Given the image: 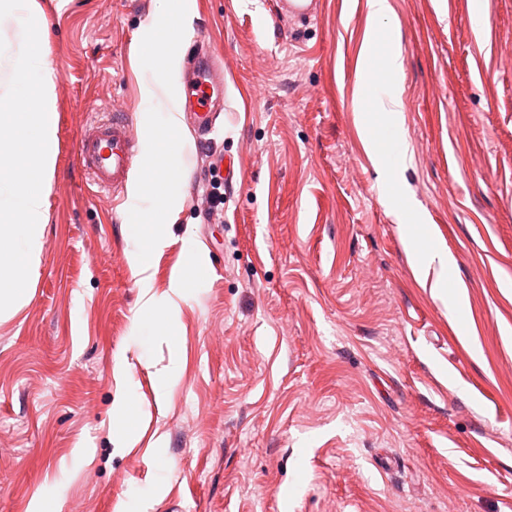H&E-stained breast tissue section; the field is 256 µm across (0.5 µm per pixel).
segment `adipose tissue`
Listing matches in <instances>:
<instances>
[{
    "label": "adipose tissue",
    "mask_w": 512,
    "mask_h": 512,
    "mask_svg": "<svg viewBox=\"0 0 512 512\" xmlns=\"http://www.w3.org/2000/svg\"><path fill=\"white\" fill-rule=\"evenodd\" d=\"M369 26L359 69L358 88L362 125L367 151L382 165L390 166L389 149L384 137L377 133L378 123L398 127L405 109L402 92L397 83L403 71V59L391 46V31L383 21L389 18L390 0H367Z\"/></svg>",
    "instance_id": "ef3b65f1"
}]
</instances>
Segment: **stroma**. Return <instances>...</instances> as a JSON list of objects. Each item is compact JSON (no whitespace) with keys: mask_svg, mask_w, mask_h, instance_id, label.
Wrapping results in <instances>:
<instances>
[{"mask_svg":"<svg viewBox=\"0 0 512 512\" xmlns=\"http://www.w3.org/2000/svg\"><path fill=\"white\" fill-rule=\"evenodd\" d=\"M36 2L55 168L32 297L0 321V512L59 488L63 512H512V0H390L406 144L390 174L356 101L367 0H322L304 24L276 0H196L174 76L209 46L224 110L208 145L182 127L152 294L202 264L153 354L135 201L91 186L77 146L115 112L144 145L168 93L132 48L161 0ZM412 224L456 260V313L412 267ZM124 396L133 448L111 438Z\"/></svg>","mask_w":512,"mask_h":512,"instance_id":"stroma-1","label":"stroma"}]
</instances>
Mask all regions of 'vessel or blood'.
I'll return each mask as SVG.
<instances>
[{
  "label": "vessel or blood",
  "instance_id": "obj_1",
  "mask_svg": "<svg viewBox=\"0 0 512 512\" xmlns=\"http://www.w3.org/2000/svg\"><path fill=\"white\" fill-rule=\"evenodd\" d=\"M214 65L213 54L198 53L193 59L192 73L183 86L184 111L204 143L216 132L214 113L220 107L219 99L213 98L206 88V79ZM78 154L90 183L115 194L124 191L136 157L125 119L115 116L96 121L92 134L80 139Z\"/></svg>",
  "mask_w": 512,
  "mask_h": 512
}]
</instances>
